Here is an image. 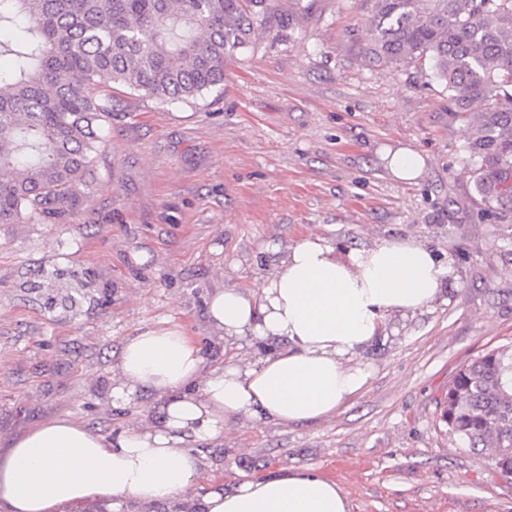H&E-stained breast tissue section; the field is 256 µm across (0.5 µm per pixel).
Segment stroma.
<instances>
[{
    "instance_id": "obj_1",
    "label": "stroma",
    "mask_w": 512,
    "mask_h": 512,
    "mask_svg": "<svg viewBox=\"0 0 512 512\" xmlns=\"http://www.w3.org/2000/svg\"><path fill=\"white\" fill-rule=\"evenodd\" d=\"M226 65L221 89L166 103L106 82L114 111L63 224H0V458L61 417L111 438L157 419L152 395L113 404L124 342L176 325L210 364L277 342L213 335L206 302L248 289L303 235L337 255L413 236L450 263L443 299L390 317L364 357L366 388L311 423L242 419L196 451L186 497L307 469L349 512H512V473L448 434L440 400L458 369L512 344V205L484 214L470 120L429 65L370 62L368 0H309ZM426 166L396 179L388 151Z\"/></svg>"
}]
</instances>
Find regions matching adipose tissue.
I'll return each mask as SVG.
<instances>
[{"label":"adipose tissue","mask_w":512,"mask_h":512,"mask_svg":"<svg viewBox=\"0 0 512 512\" xmlns=\"http://www.w3.org/2000/svg\"><path fill=\"white\" fill-rule=\"evenodd\" d=\"M452 277L414 237L381 238L338 258L310 233L291 246L255 290H216L208 303L215 336L281 341L257 359L208 367L179 327L127 339L112 378V400L154 395L160 418L109 439L62 417L17 441L0 459V505L7 512H53L61 505L133 497L182 501L200 471L194 442L241 420H321L360 393L373 368L360 357L389 316L415 313L441 297ZM197 512H349L335 481L307 471L254 477L214 491Z\"/></svg>","instance_id":"adipose-tissue-1"}]
</instances>
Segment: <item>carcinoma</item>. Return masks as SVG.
I'll use <instances>...</instances> for the list:
<instances>
[{
  "mask_svg": "<svg viewBox=\"0 0 512 512\" xmlns=\"http://www.w3.org/2000/svg\"><path fill=\"white\" fill-rule=\"evenodd\" d=\"M375 64L432 62L468 141L484 202L512 203V0H370ZM274 0H0V224H61L79 203L112 97L109 79L180 101L224 85L225 64ZM442 419L464 448L512 452V348L464 365Z\"/></svg>",
  "mask_w": 512,
  "mask_h": 512,
  "instance_id": "obj_1",
  "label": "carcinoma"
}]
</instances>
